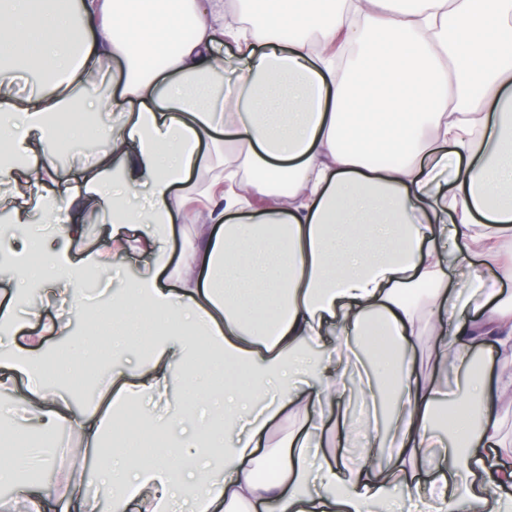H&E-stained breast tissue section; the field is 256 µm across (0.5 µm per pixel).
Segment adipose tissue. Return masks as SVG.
<instances>
[{
	"instance_id": "ef3b65f1",
	"label": "adipose tissue",
	"mask_w": 512,
	"mask_h": 512,
	"mask_svg": "<svg viewBox=\"0 0 512 512\" xmlns=\"http://www.w3.org/2000/svg\"><path fill=\"white\" fill-rule=\"evenodd\" d=\"M263 4L247 25L244 0H0V200L11 205L0 401L18 409L21 433L0 453V483L16 489L0 512H42L47 497L60 512H97L79 469L65 491L30 493L26 472L53 467L65 428L71 457L117 448L95 478L143 512H390L395 483L435 440L441 387L405 354L420 301L436 366L465 377L449 402L450 466L408 512H512V469L486 468L512 399V303L478 271L512 280V0ZM22 61L42 70L25 94ZM369 73L382 84L371 113L352 107ZM63 148L93 160L60 192L47 179ZM87 198L110 228L78 254L71 205ZM191 212L172 260L175 220ZM33 213L50 227L36 242L16 230ZM133 225L142 269L112 294L105 333L117 355L140 337V355L104 369L105 390L77 407L62 386L96 365V349L57 359L17 337L46 308L56 317L44 331L70 335L84 274L116 269ZM35 280L51 289L18 317ZM377 326L391 351L361 391L393 393L388 439L364 420L360 463L323 466L308 448ZM485 345L502 360L491 380L470 371L469 348ZM178 378L189 401L172 393ZM290 412L310 430L260 453ZM157 432L166 448L139 458L134 438ZM382 453L391 464L375 468Z\"/></svg>"
}]
</instances>
